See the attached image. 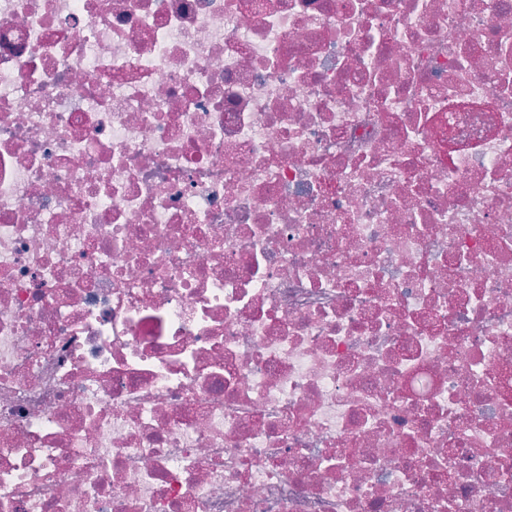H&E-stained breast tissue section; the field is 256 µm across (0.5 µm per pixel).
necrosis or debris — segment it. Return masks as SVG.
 <instances>
[{
  "label": "necrosis or debris",
  "mask_w": 512,
  "mask_h": 512,
  "mask_svg": "<svg viewBox=\"0 0 512 512\" xmlns=\"http://www.w3.org/2000/svg\"><path fill=\"white\" fill-rule=\"evenodd\" d=\"M0 512H512V0H0Z\"/></svg>",
  "instance_id": "4bbe7bcc"
}]
</instances>
